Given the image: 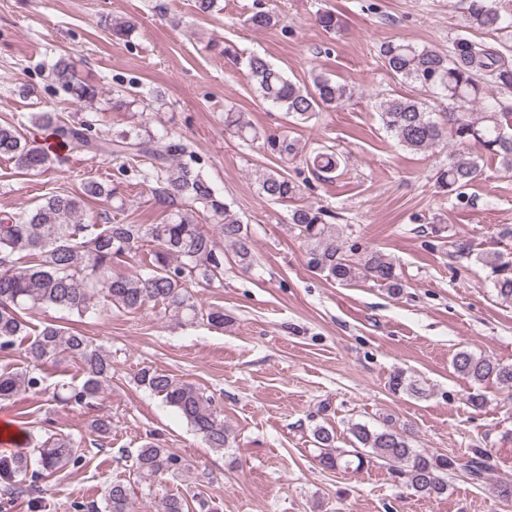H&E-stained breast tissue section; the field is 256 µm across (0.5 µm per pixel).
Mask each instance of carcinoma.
Masks as SVG:
<instances>
[{"instance_id":"1","label":"carcinoma","mask_w":512,"mask_h":512,"mask_svg":"<svg viewBox=\"0 0 512 512\" xmlns=\"http://www.w3.org/2000/svg\"><path fill=\"white\" fill-rule=\"evenodd\" d=\"M466 12L470 27L512 31V6L505 0H466ZM247 22L268 28L278 20L262 0H256ZM209 49L220 50L236 68L246 71L256 97L284 112L295 126L350 97L347 85L321 73L313 75L309 84L294 82L267 59L232 44L221 49L211 44ZM379 55L398 83L418 87L447 102L439 110L418 97L382 99L378 104L380 121L398 145L423 152L451 140L463 150L475 146L499 158L502 171L512 173V59L462 33L449 42L446 53L388 41L380 45ZM51 74L77 102L89 103L100 95L96 86L78 78L68 58H58ZM34 126L47 132L62 149L93 152L137 165L136 172L142 182L150 184L152 206L160 214L155 224H86L87 198L118 199L114 189L90 181L81 194L52 191L31 210L0 219V351L21 345L29 365L19 374L0 373V399L22 391H43L39 367L74 358L82 366V383L61 384L54 388L53 398L65 405L92 408L112 382V352L96 339L54 322L43 323L32 337L23 313L55 308L82 317L95 310L103 315L132 312L153 303L191 324L203 314L211 327L222 329L224 309L202 312L189 287L223 284L226 253L220 241L229 244L231 260L242 268L254 262L253 242L248 225L236 216L207 175L184 161L186 146L154 133L145 119L110 138L98 134L92 121H70L59 112L35 114ZM224 130L244 142L259 138L247 113L232 107L224 109ZM263 148L284 163L298 155L296 141L286 131L267 135ZM0 156L8 157L26 175H39L65 160L8 121L0 122ZM308 160L317 173H333L339 165L336 152L324 145L314 149ZM479 172L476 158L453 154L436 172V184L448 195L458 194ZM258 185L259 194L272 204L290 201L300 192L298 185L277 169L264 171ZM330 218H335V213L323 206H297L288 213V223L306 245L308 266L339 283L364 276L391 294H400L404 281L392 259L380 250L365 252L358 262L348 259ZM146 245L152 247L146 265L131 274L114 269V259L134 258ZM490 267L497 296L512 301V261L497 254ZM451 366L476 385L493 381L512 389V364L461 349ZM135 381L175 408L208 447L217 451L230 447L224 415L205 389L147 366L137 372ZM392 388L415 396L424 394L418 380L402 373L394 375ZM88 428L96 437L106 438L112 433V420L99 414ZM349 432L348 450L334 445L335 435L329 429L313 431L315 458L322 466L354 472L380 460L393 477L429 498L448 491L451 471L463 469L476 481L484 475L480 458L460 463L455 457L419 450L412 447L406 433L387 422L374 429L355 423ZM81 448V438L47 431L39 437L30 433L23 450L0 457V482L25 484L32 506L39 508L43 472L77 463ZM136 465L140 481L148 485L159 476L179 479L191 471L187 460L153 441L139 448ZM185 507L182 495L166 493L159 499L157 512H185ZM73 508L77 512H134V502L130 487L114 481L104 488L101 500L76 503Z\"/></svg>"}]
</instances>
